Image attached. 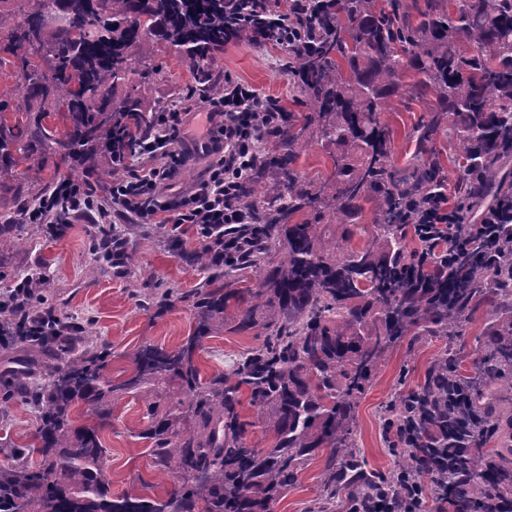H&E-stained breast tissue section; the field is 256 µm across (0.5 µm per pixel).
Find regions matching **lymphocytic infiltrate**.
<instances>
[{"label":"lymphocytic infiltrate","instance_id":"lymphocytic-infiltrate-1","mask_svg":"<svg viewBox=\"0 0 512 512\" xmlns=\"http://www.w3.org/2000/svg\"><path fill=\"white\" fill-rule=\"evenodd\" d=\"M265 103L259 90L225 79L223 96L206 101L198 134H191L186 113L170 109L155 113L152 130L132 153L113 150V166L127 169L129 176L113 182L108 197L99 196L90 182L63 181L27 207L22 219L27 224H47L62 212L92 224H107L117 214L137 224L166 227L171 244L178 247L184 245L187 232H194L199 246L210 251L216 263H223L225 231L246 221L238 202L242 178L257 163L264 138L276 133L287 119L286 113L267 110ZM192 149L210 162L188 192L174 190L172 180ZM448 228L444 206L426 223L415 226L419 265L449 266L461 238ZM397 485L394 512H424L429 498L436 512H448L440 473L401 479Z\"/></svg>","mask_w":512,"mask_h":512}]
</instances>
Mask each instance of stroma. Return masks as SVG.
Listing matches in <instances>:
<instances>
[{
    "label": "stroma",
    "instance_id": "1",
    "mask_svg": "<svg viewBox=\"0 0 512 512\" xmlns=\"http://www.w3.org/2000/svg\"><path fill=\"white\" fill-rule=\"evenodd\" d=\"M164 74L150 79L143 96L145 112L169 108L198 112L202 94L195 89L194 74L177 61L169 49L156 53ZM288 57L274 45H227L217 66L215 80L231 76L235 81L255 86L290 112L294 128H302L308 114L298 99L288 74ZM423 103L395 99L383 119L394 130L393 161L405 167L412 154L409 135L417 124L427 121ZM36 159L43 167L39 180L22 175L0 177V219L9 217L19 201L35 200L59 177L81 172L78 160L55 167L47 149H39ZM96 225L74 220L60 236L33 228L24 233L22 245L0 255V293L26 275L38 272L46 278L45 294L53 307L80 328L89 330L112 352L109 373L124 377L130 356L145 341L166 348L175 347L192 333V290L202 287L209 273L193 264L189 255L169 249L163 227L136 233L130 245L134 263L122 271L100 261L95 250ZM177 289L180 297L164 313H157L156 301L165 289ZM238 303L229 300L224 309V330L208 339L199 354L203 375L224 370L242 352L261 343L259 330L236 328ZM490 330V308L481 306L455 340L444 336H409L391 347L375 370L372 380L355 409L357 447L366 460L365 470L374 476H392L398 469L399 454L393 451L384 433L385 408L397 390L422 385L426 372L447 347H454L461 374H472L483 353L479 339ZM148 419L139 399L125 397L115 402L112 424L102 434L108 454L105 472L113 493L124 491L164 495L173 488L169 477L159 476L140 433ZM38 426L32 403L12 396L9 381L0 371V465L9 463V445H21L34 437ZM326 452L319 454L299 472L295 483L279 497L274 512H313L320 500L325 479Z\"/></svg>",
    "mask_w": 512,
    "mask_h": 512
}]
</instances>
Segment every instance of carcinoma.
<instances>
[{"label": "carcinoma", "mask_w": 512, "mask_h": 512, "mask_svg": "<svg viewBox=\"0 0 512 512\" xmlns=\"http://www.w3.org/2000/svg\"><path fill=\"white\" fill-rule=\"evenodd\" d=\"M284 1L288 14L299 10L290 0H13L11 10L0 9V54L16 60L21 82L13 100H0V176L16 171L37 137L50 143L57 165L79 158L89 168L98 153L134 143L151 126L138 101L143 89L119 103L107 96L131 74L162 73L152 63L159 40L203 77L210 95H223L208 73L216 55L231 39L252 40L253 15L276 25ZM319 5L285 42L288 73L311 114L301 130L285 127L262 163L278 170L285 192L271 196L252 177L242 185L240 203L253 223L229 231L242 243L238 260L221 268L210 252H192L211 271L190 294L193 335L173 349L141 344L131 370L114 380L110 349L91 335L65 336L62 323L18 334L22 350H50L55 363L36 387L28 374L15 376L37 409L31 448L39 459L17 449L12 463L0 465V512H273L279 494L324 449L323 496L347 486L362 498L371 479L353 439V409L386 350L417 330L460 335L479 301L492 307L493 333L475 371L486 379L488 406L470 404L473 378L458 372L452 354L441 358L419 389L398 394L391 407L417 445L402 451L399 471H446L455 512H490L492 497L512 495V448L487 460L471 437L479 429L512 441V414L496 407L512 395V247L489 261L471 236L451 271L431 277L405 233L448 189L436 149L444 132L459 146L448 223L472 224L479 213L512 224V0H458L453 12L446 0H424L415 18L402 0ZM462 39L470 52L460 50ZM410 70L412 93L430 117L416 129L411 165L399 169L381 114ZM30 97L39 107L27 105ZM50 122L61 124V135L50 133ZM308 129L318 143L339 148L331 173L317 182L295 167ZM364 203L374 210L370 226L361 221ZM323 219L345 228L341 240H324ZM25 229L0 224V254L17 247ZM357 232L366 242L350 249ZM273 250L281 253L276 262ZM247 268L267 270V283L245 294L224 290L226 276ZM232 297L242 306L239 328H261L264 341L228 372L204 376L199 351L224 330ZM127 395L145 407L141 438L157 471L177 481L166 496L110 490L101 433ZM244 396L252 418L242 414ZM81 405L91 408L92 422L77 419ZM254 427L273 435L270 446L251 442ZM456 471L466 475L461 485L451 479Z\"/></svg>", "instance_id": "cac0c4a2"}]
</instances>
